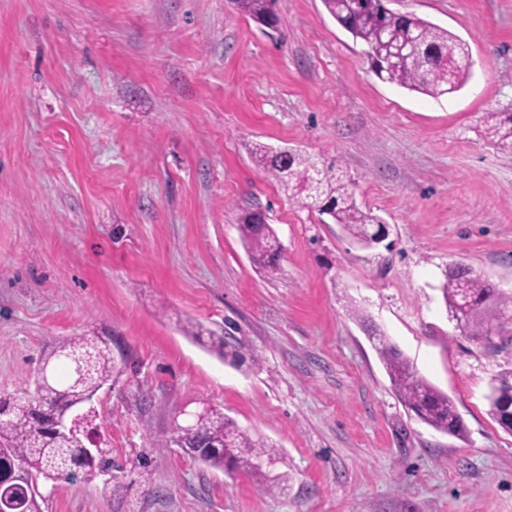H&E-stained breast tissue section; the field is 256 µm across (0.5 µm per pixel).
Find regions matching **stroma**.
Masks as SVG:
<instances>
[{
	"label": "stroma",
	"mask_w": 512,
	"mask_h": 512,
	"mask_svg": "<svg viewBox=\"0 0 512 512\" xmlns=\"http://www.w3.org/2000/svg\"><path fill=\"white\" fill-rule=\"evenodd\" d=\"M386 5L469 43L459 91L382 81L321 0H275L271 37L232 0H0V398L72 336L110 339L116 362L91 432L112 478L40 482L42 512H512V434L486 399L512 322L461 336L440 292L458 263L512 294V153L480 134L512 113V0ZM257 144L346 172L388 245L289 199ZM245 208L278 238L276 277L240 238ZM187 320L230 333L244 364ZM369 322L465 438L407 412ZM205 406L281 461L228 473L162 447ZM185 334L197 341H203L206 336L209 339L210 347L217 352L221 357L230 358L234 362H244L243 358L237 353L234 346L229 342V333H224L223 336H215V333L207 328H204L202 324L196 322H189L183 326Z\"/></svg>",
	"instance_id": "stroma-1"
}]
</instances>
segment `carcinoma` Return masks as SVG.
Here are the masks:
<instances>
[{"instance_id": "carcinoma-1", "label": "carcinoma", "mask_w": 512, "mask_h": 512, "mask_svg": "<svg viewBox=\"0 0 512 512\" xmlns=\"http://www.w3.org/2000/svg\"><path fill=\"white\" fill-rule=\"evenodd\" d=\"M234 2L259 24L276 28L274 0ZM322 4L353 39L367 46L366 55L379 78L433 98L465 83L471 48L448 30L415 14L395 13L384 0H322ZM483 125L490 143L512 151V113L486 112ZM254 154L267 177L282 185L299 205L331 217L364 246L372 244L371 233L383 220L357 205L351 180L334 164L301 153L275 155L266 146L255 148ZM238 231L253 264L269 277L280 274V247L270 225L257 223L250 210L240 216ZM444 278L443 300L447 312L460 316V334L491 340V322L508 321L512 295H504L466 267H448ZM183 330L197 341L208 338L220 356L243 362L228 336H217L198 322L187 323ZM378 353L405 408L438 432L458 439L466 436L467 427L447 393L419 375L383 336ZM44 365L47 372L33 392L22 399H0V496L11 503V512H41L39 494L25 490L27 480H66L81 469L110 465L107 449H101L94 460L83 452V436L67 437L54 428L55 418L85 402L112 378L115 365L107 342L72 336L56 347ZM488 400L492 419L512 433L511 369L494 379ZM182 450L200 464L228 471L256 473L264 461L279 459L276 446L252 436L212 407L196 432L184 435Z\"/></svg>"}]
</instances>
